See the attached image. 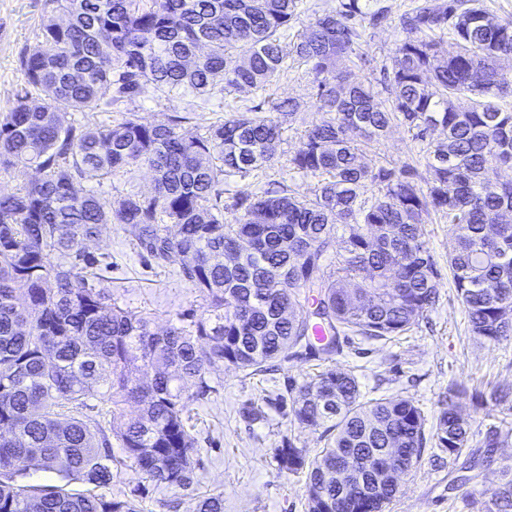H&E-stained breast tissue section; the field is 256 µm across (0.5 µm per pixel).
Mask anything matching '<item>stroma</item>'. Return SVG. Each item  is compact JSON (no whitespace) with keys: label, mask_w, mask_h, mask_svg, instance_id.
Here are the masks:
<instances>
[{"label":"stroma","mask_w":512,"mask_h":512,"mask_svg":"<svg viewBox=\"0 0 512 512\" xmlns=\"http://www.w3.org/2000/svg\"><path fill=\"white\" fill-rule=\"evenodd\" d=\"M366 2L371 8H384L387 19L366 27L357 57L341 62L339 68L351 80L372 83L387 107L391 98L382 87L402 37L398 20L416 0ZM43 12L44 0H0V111L13 106L21 91L20 56L26 47L38 43ZM286 98L298 100L301 109L285 125L279 147L281 161L230 184V191H259L268 182L288 176L286 156L298 148L304 131L325 115L316 108L311 75L301 68L271 85L265 95L248 89L227 95L232 107L259 105L266 111L273 102ZM361 160L371 168L407 163L418 172L426 170L419 146L401 125L365 147ZM292 178L298 194H311L316 187L315 178L298 174ZM87 249L101 262L100 286L120 305L147 313L156 331H165L180 314L199 313L206 307L202 295L184 282L175 268L156 266L138 253L134 235L125 225H102ZM336 364L355 373L365 399L396 394L411 398L430 426L436 422L439 402L451 381H464L488 393L498 389L512 392V337L496 344L477 342L468 331L465 310L447 274L440 281L438 306L408 335L393 341L342 345ZM317 370L316 360L305 357L256 375L227 365L213 368L209 378L216 393L188 403L200 460L192 487L146 485L135 469L125 467L104 488V495L115 497L142 487V512H169L166 503L172 499L180 500L179 512H193L197 495L205 492L223 494L224 512H305L304 475L278 473L273 450L291 440L311 460L325 442L320 431L292 424L274 400L285 393L289 383L302 382ZM254 406L262 407V417L249 418ZM472 430L471 450L478 468L466 472L461 461L436 460L424 454L387 512H488L499 486L500 469L512 467V410L501 405L477 409L472 413ZM491 430L502 438L495 448L483 445Z\"/></svg>","instance_id":"35a3bbf8"}]
</instances>
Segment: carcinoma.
Listing matches in <instances>:
<instances>
[{"instance_id":"carcinoma-1","label":"carcinoma","mask_w":512,"mask_h":512,"mask_svg":"<svg viewBox=\"0 0 512 512\" xmlns=\"http://www.w3.org/2000/svg\"><path fill=\"white\" fill-rule=\"evenodd\" d=\"M298 5L45 0L41 41L21 57L24 87L0 113V170L21 163L38 173L0 193V512H140L134 499L94 492L128 462L156 484L191 486L196 441L184 413L212 392L214 366L252 374L303 349L329 362L339 339L388 341L436 308L441 270L425 228L433 215L448 220V271L470 334L488 343L512 335V179L502 177L512 170V111L500 105L512 74L497 66L512 58V19L480 0H424L401 15L384 109L372 84L338 64L357 54L364 23L380 24L385 10L368 15L359 0H343L292 34ZM446 35L456 51L442 57ZM297 64L314 76L329 118L305 131L288 171L318 179L317 188L304 198L284 181L241 191L233 224L224 223L221 184L275 162L300 102H275L271 115L235 110L205 135L186 131V116L156 124L131 112L113 125L76 124L56 107L124 112L150 87L193 99L196 112L229 89L264 93ZM461 97L470 100L464 111ZM395 123L423 144L427 177L408 165L361 163V146ZM438 127L448 140L435 144L427 136ZM140 167L154 172L149 197L115 203L77 188ZM103 224L130 226L140 250L177 268L207 309L159 334L149 317L91 284L97 258L86 242ZM316 326L326 341L314 340ZM98 395L112 405L111 420L93 431L83 408ZM289 401L290 421L323 429L328 443L309 463L283 443L274 449L279 472L307 470L306 512H359L357 483H336V465L370 459V477L395 437L412 469L429 444L455 460L469 447L470 408L508 396L453 381L428 431L412 399L366 401L356 376L330 364L291 386ZM129 404L137 416L125 417ZM33 469L61 483L19 484ZM400 488L381 480L365 499L369 512H385ZM493 505L512 508V479H502ZM194 512H224L223 495L198 496Z\"/></svg>"}]
</instances>
